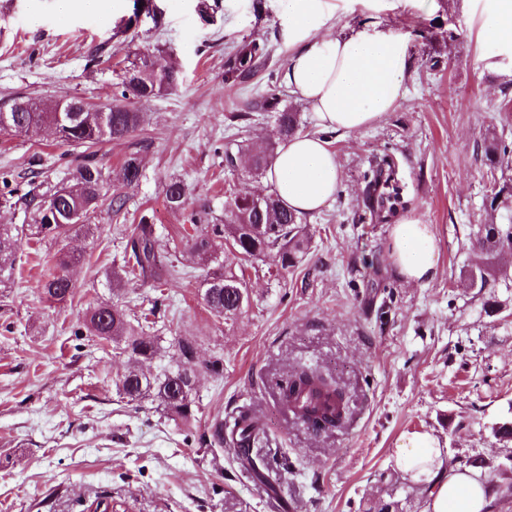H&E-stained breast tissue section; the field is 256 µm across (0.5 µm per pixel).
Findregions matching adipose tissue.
<instances>
[{
    "mask_svg": "<svg viewBox=\"0 0 512 512\" xmlns=\"http://www.w3.org/2000/svg\"><path fill=\"white\" fill-rule=\"evenodd\" d=\"M284 35L292 48L285 82L321 129L354 133L395 111L405 97L410 68L405 39L379 22L331 35L329 0H277ZM342 170L329 140L305 133L282 141L266 175L269 190L300 215L320 211L336 195ZM400 275L423 283L436 273L438 239L415 214L393 225L388 244ZM401 468L432 485L422 512H484L492 497L481 472L444 464L437 439L403 435L397 449Z\"/></svg>",
    "mask_w": 512,
    "mask_h": 512,
    "instance_id": "obj_1",
    "label": "adipose tissue"
}]
</instances>
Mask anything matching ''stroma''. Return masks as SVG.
Wrapping results in <instances>:
<instances>
[{
  "mask_svg": "<svg viewBox=\"0 0 512 512\" xmlns=\"http://www.w3.org/2000/svg\"><path fill=\"white\" fill-rule=\"evenodd\" d=\"M336 33L379 21L407 42L411 67L399 108L371 127L329 137L343 172L335 199L308 215L311 248L287 276L263 263L247 270L250 300L225 321L205 307L201 265L183 239L188 215L224 212L229 194L265 192L263 180L224 167L230 139L264 145L278 137L254 103L282 82L292 48L276 0H219L209 18L199 0H158L160 23L143 18L136 44L176 53L178 89L140 102L144 122L132 137L98 148L105 170L138 152L142 177L126 189L122 211L100 204L88 234H74L82 254L73 294L48 302L40 284L52 272L57 243L21 244L13 275L0 283V512H86L100 499L115 512H421L417 483L397 464L407 433H429L445 457L512 484V440L493 432L512 421V281L468 287L478 227L507 223L512 209L490 210L493 184L512 180V158L489 163L488 133L512 144V49L484 36L494 0H332ZM76 12L59 18L58 0H0V104L19 97L112 100L126 63L119 20ZM261 38L270 58L244 85L225 81L224 54ZM105 49L109 61L90 68ZM80 149L45 135L0 132V173L43 188L66 181ZM390 160L402 188L396 214L373 211L364 174ZM188 186L184 208H170L165 185ZM155 215L158 250L176 266L160 286L108 287L129 227L142 210ZM416 212L439 239L435 276L406 282L386 244L398 216ZM169 305L157 334L161 351L145 366L158 374L177 357L175 343H196L199 361L219 356L224 372L200 373V404L189 423L154 402L122 399L114 382L130 366L115 343L82 333L86 312L114 301L140 315L155 299ZM316 368L343 389L348 416L316 431L293 420L273 392L299 368ZM248 411L266 425L254 456L260 476L227 447H201L220 420Z\"/></svg>",
  "mask_w": 512,
  "mask_h": 512,
  "instance_id": "35a3bbf8",
  "label": "stroma"
}]
</instances>
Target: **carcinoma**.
<instances>
[{
	"label": "carcinoma",
	"instance_id": "obj_1",
	"mask_svg": "<svg viewBox=\"0 0 512 512\" xmlns=\"http://www.w3.org/2000/svg\"><path fill=\"white\" fill-rule=\"evenodd\" d=\"M270 56L264 40L252 39L235 46L224 56V77L231 82L244 81L256 74ZM180 65L169 55L166 65L157 64L154 52L138 51L124 67L120 90L112 103L103 104L108 121L99 125L97 112H83L79 99L45 101L20 98L0 110L10 111L15 133L31 130L45 131L53 141L84 147L89 150L83 160L71 170L73 189L66 193L61 186L30 195L34 223L0 224V282L11 276L17 261L19 237L24 235L38 242H61L79 227L78 220L94 212L112 183L120 188H132L139 182L141 162L137 154H129L113 175H106L99 167L92 148L109 140L125 139L133 135L142 122L133 101H148L166 95L178 87ZM283 90L273 87L256 102V107L274 118L277 135L286 139L301 131L299 114L284 105ZM244 145H224V167L238 168ZM488 161L508 151V145L490 135L483 142ZM250 173L260 177L267 172L275 156V145L268 144L249 150ZM370 187L379 212H392L400 204V192L393 173L373 172ZM170 207L181 209L187 198V186L181 179L170 180L165 189ZM191 233L186 245L207 271L202 286V299L215 316L226 320L235 317L248 302L249 294L244 276L224 266L221 259L224 245L240 263L266 261L280 276L288 274L298 259L308 250L310 237L304 217L288 209L273 193L231 195L224 202V220L217 223L210 213L201 209L190 214ZM480 252L487 256L512 246V224H485L477 240ZM81 261V255L59 249L55 254L54 272L42 282L41 293L48 301L62 303L71 297L73 283L69 268ZM174 273L158 252L154 216L145 210L138 223L132 225L122 264L107 273L110 281L136 280L145 285L157 282ZM501 270L489 261L471 265L468 281L473 288L495 284ZM84 326L92 336L121 345L133 365L115 382L117 393L130 402L157 401L172 419L188 422L195 407V388L189 379L201 371L214 375L223 372V359L215 358L204 364L196 361L192 340L177 341L178 357L175 366L152 378L145 375L139 364L150 362L160 351L159 336H147L143 326L128 319L126 312L104 303L91 310ZM282 402L293 418L309 427L331 430L346 419V403L336 380L312 368L302 369L289 376L281 390ZM233 456L243 466L255 471L265 464L254 459L251 448L265 434L261 421L242 411L225 424Z\"/></svg>",
	"mask_w": 512,
	"mask_h": 512
}]
</instances>
